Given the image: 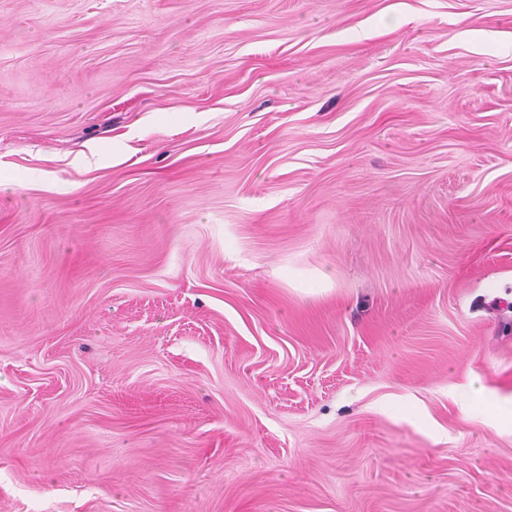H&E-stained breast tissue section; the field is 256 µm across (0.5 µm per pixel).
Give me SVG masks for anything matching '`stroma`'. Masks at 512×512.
<instances>
[{
  "label": "stroma",
  "instance_id": "obj_1",
  "mask_svg": "<svg viewBox=\"0 0 512 512\" xmlns=\"http://www.w3.org/2000/svg\"><path fill=\"white\" fill-rule=\"evenodd\" d=\"M512 0H0V512H512Z\"/></svg>",
  "mask_w": 512,
  "mask_h": 512
}]
</instances>
